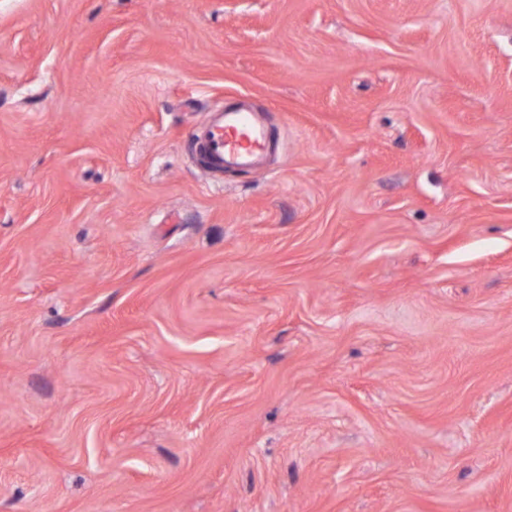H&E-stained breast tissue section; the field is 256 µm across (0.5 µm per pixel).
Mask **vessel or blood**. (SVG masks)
Returning a JSON list of instances; mask_svg holds the SVG:
<instances>
[{"label":"vessel or blood","mask_w":512,"mask_h":512,"mask_svg":"<svg viewBox=\"0 0 512 512\" xmlns=\"http://www.w3.org/2000/svg\"><path fill=\"white\" fill-rule=\"evenodd\" d=\"M204 152V164L213 170L253 164L266 144V133L252 113L223 110L192 134Z\"/></svg>","instance_id":"obj_1"}]
</instances>
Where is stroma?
I'll return each instance as SVG.
<instances>
[{
    "label": "stroma",
    "instance_id": "1",
    "mask_svg": "<svg viewBox=\"0 0 512 512\" xmlns=\"http://www.w3.org/2000/svg\"><path fill=\"white\" fill-rule=\"evenodd\" d=\"M0 512H512V0H0ZM253 112H215L213 119L192 133L204 151L203 162L213 170L252 165L266 144V133Z\"/></svg>",
    "mask_w": 512,
    "mask_h": 512
}]
</instances>
